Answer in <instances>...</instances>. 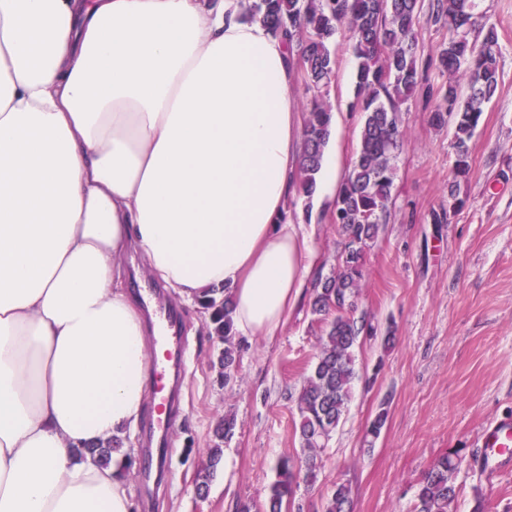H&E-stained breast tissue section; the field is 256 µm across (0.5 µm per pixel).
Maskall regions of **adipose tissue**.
I'll return each instance as SVG.
<instances>
[{
    "label": "adipose tissue",
    "mask_w": 512,
    "mask_h": 512,
    "mask_svg": "<svg viewBox=\"0 0 512 512\" xmlns=\"http://www.w3.org/2000/svg\"><path fill=\"white\" fill-rule=\"evenodd\" d=\"M250 2L0 0V512L133 510L127 449L76 453L146 406L129 251L240 336L303 294L295 68Z\"/></svg>",
    "instance_id": "adipose-tissue-1"
}]
</instances>
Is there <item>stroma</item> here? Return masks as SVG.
I'll return each instance as SVG.
<instances>
[{
	"instance_id": "1",
	"label": "stroma",
	"mask_w": 512,
	"mask_h": 512,
	"mask_svg": "<svg viewBox=\"0 0 512 512\" xmlns=\"http://www.w3.org/2000/svg\"><path fill=\"white\" fill-rule=\"evenodd\" d=\"M434 0H422L419 47L421 87L403 122L408 136L397 158L390 216L366 255L360 310L395 340H365L355 350L358 377L348 411L322 454L316 484L299 489L302 512H322L334 484L349 485L354 512H413L417 485L433 460L454 452L462 459L454 483L456 512H473L483 498L489 512H512V466L487 477L483 432L512 422V0H474L476 12L499 36V83L471 142V170L461 183L462 207L445 223L452 181L451 126L430 118L448 77L437 67L447 30L433 16ZM338 78L327 94L343 113L336 157L349 169L359 142L360 113L352 111L356 62L345 38L336 44ZM332 202L305 204L294 197L288 215L311 236L310 279L336 265L342 240L332 221ZM126 281L139 305L163 317L176 310L186 343V370L178 411L169 429L176 452L165 472L143 478V430L131 450L127 489L133 512H236L247 502L262 508L275 464L302 454L295 432V396L315 362L320 326L302 296L276 335L238 337L237 378L225 383L219 357L224 342L211 330L202 307L157 289L139 256L125 261ZM387 409L377 439L366 430ZM234 417L205 495L197 473L209 463L215 429Z\"/></svg>"
}]
</instances>
